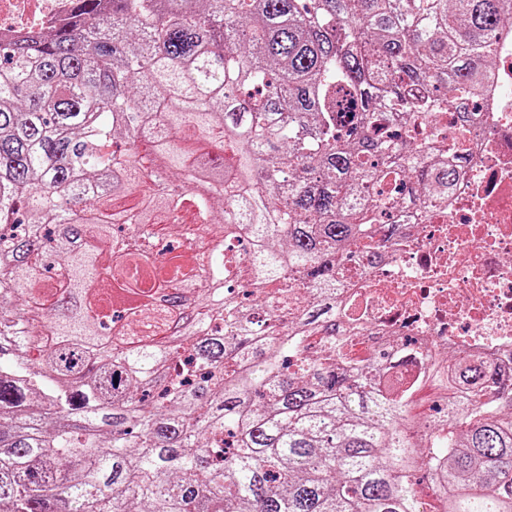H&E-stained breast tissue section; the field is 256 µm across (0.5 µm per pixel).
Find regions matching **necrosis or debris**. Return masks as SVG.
I'll return each instance as SVG.
<instances>
[{
    "mask_svg": "<svg viewBox=\"0 0 512 512\" xmlns=\"http://www.w3.org/2000/svg\"><path fill=\"white\" fill-rule=\"evenodd\" d=\"M0 0V40L66 22L72 0ZM470 164L444 208L405 206L374 261L336 269V317L361 357L380 361L379 384L417 382L433 366L478 351L512 369V24L497 34Z\"/></svg>",
    "mask_w": 512,
    "mask_h": 512,
    "instance_id": "obj_1",
    "label": "necrosis or debris"
}]
</instances>
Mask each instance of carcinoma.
Returning a JSON list of instances; mask_svg holds the SVG:
<instances>
[{
    "mask_svg": "<svg viewBox=\"0 0 512 512\" xmlns=\"http://www.w3.org/2000/svg\"><path fill=\"white\" fill-rule=\"evenodd\" d=\"M75 2L0 42V512H512V373L383 393L336 342V262L448 205L470 159L411 128L451 93L470 132L512 0ZM220 190L203 270L166 225ZM242 230L269 306L308 290L291 325L224 294Z\"/></svg>",
    "mask_w": 512,
    "mask_h": 512,
    "instance_id": "carcinoma-1",
    "label": "carcinoma"
}]
</instances>
